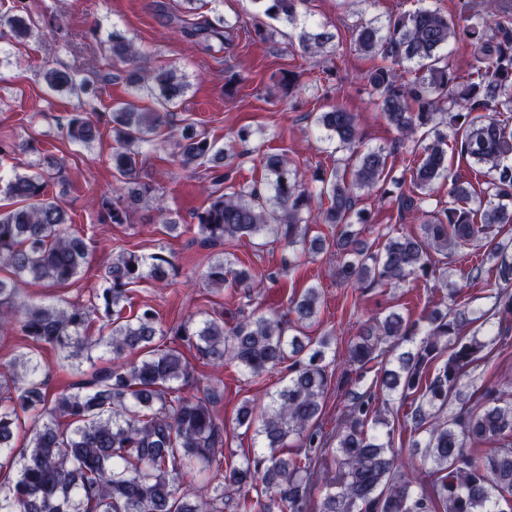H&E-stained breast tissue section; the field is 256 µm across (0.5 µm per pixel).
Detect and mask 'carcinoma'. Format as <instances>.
I'll return each mask as SVG.
<instances>
[{
	"label": "carcinoma",
	"instance_id": "carcinoma-1",
	"mask_svg": "<svg viewBox=\"0 0 512 512\" xmlns=\"http://www.w3.org/2000/svg\"><path fill=\"white\" fill-rule=\"evenodd\" d=\"M302 2L252 0L255 36L267 34L263 17L296 23ZM33 25L24 0H12L9 12L0 14V27L8 28L12 39L0 44V67L12 64L11 43L22 42ZM175 33L210 53L228 42L221 16L182 19ZM335 38L305 26L297 35L299 49L310 58ZM459 40L475 47L464 81L447 51ZM355 43L374 61L365 80L385 119L401 141L420 152L409 168L410 182L391 178L388 153L362 147L354 113L335 107L315 119L338 150L350 151L336 159L330 175L316 170L309 179L300 177L282 156L266 155L270 194L240 184L208 195V205L197 214L202 243L222 246L246 235L304 248L303 225L331 224L337 230V274L355 288L431 277L436 273L431 253L482 243L495 260L499 282L492 315L511 317L512 238L500 233L502 225L512 224V126L503 118L512 112V0H457L451 16L421 7L390 16L384 27L360 22ZM101 45L88 68L43 69L49 91L75 99L73 113L59 126L61 137L88 147L101 138L102 125L111 127L117 177L112 193L98 202L104 223L127 224L141 204L152 203L173 230L177 225L166 218L160 187L141 177L139 165L143 147L163 144L159 133L168 129L186 84L173 68L146 71L144 52L123 35ZM105 69L115 70L113 77L135 93L150 96L153 107L129 100L101 119ZM427 127L435 133L429 143L418 136ZM450 136L459 157L480 167V191L465 187L448 169L444 145ZM245 155L215 148L206 132L194 129L182 133L171 153L186 169L212 162L206 179L215 185L230 178L227 160ZM47 169L51 173L0 177V195L8 200L0 207V270L10 273L0 277V335L17 328L68 359L85 353L90 360L99 347L115 358L135 359L99 368L90 380L51 397L31 354L19 353L6 363L0 389L16 396L0 399V471H17L13 479H0V512H512V400L496 390L487 391L481 403L462 394L461 381L486 344L460 338L461 313L435 307L419 323L393 309L373 320L351 343L356 388L338 428L326 433L317 420L336 362L329 354L334 337H302L319 311L317 288L292 301L294 318L287 324L242 309L230 323L222 316L199 324L189 318L164 330L150 305L130 316L124 310L131 286L166 281L170 260L121 251L106 266L89 307L19 299L14 278L66 284L88 263L89 243L48 191L50 181L64 180L65 166L56 158ZM438 182L448 183V202L431 208L428 199ZM359 190L394 199L401 214L421 221V234L390 236L381 250L369 251L356 228L370 221L358 208ZM474 201L476 208L470 206ZM257 278L227 255L212 261L204 274L207 285L239 288L249 302ZM100 305L112 328L94 340L86 331ZM415 336L419 343L400 353L394 367L373 369L382 346L395 351ZM186 348L254 378L287 365L284 383L263 410L249 401L238 409L236 427L253 432L260 446L223 471H210L224 456L227 428L215 412L222 393L209 387L200 396L182 395L191 376ZM372 371L383 389L410 400L403 427L411 447L424 448L416 475L405 472L391 431L376 430L386 420L375 392L357 388ZM25 419L32 420L31 436L17 453L13 440ZM483 443L492 448L478 460L471 448ZM329 451L337 468L317 469ZM193 468L206 477L190 490L183 478Z\"/></svg>",
	"mask_w": 512,
	"mask_h": 512
}]
</instances>
